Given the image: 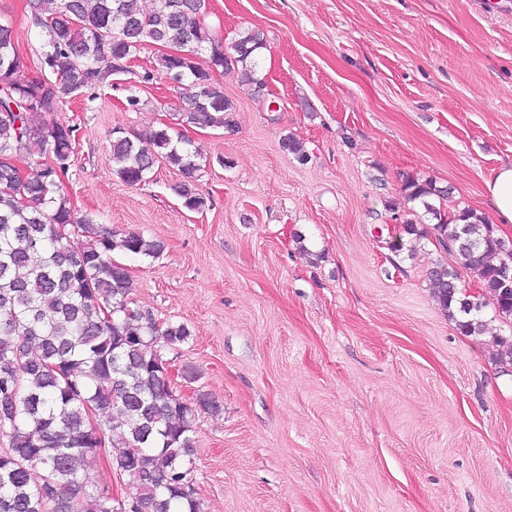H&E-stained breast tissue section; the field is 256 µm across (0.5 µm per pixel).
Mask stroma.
I'll list each match as a JSON object with an SVG mask.
<instances>
[{"instance_id":"35a3bbf8","label":"stroma","mask_w":512,"mask_h":512,"mask_svg":"<svg viewBox=\"0 0 512 512\" xmlns=\"http://www.w3.org/2000/svg\"><path fill=\"white\" fill-rule=\"evenodd\" d=\"M501 2L209 0L225 45L251 30L268 43L262 90L215 77L230 126L187 131L200 212L172 167L136 187L112 170L113 135L175 123L182 104L160 78L126 103L156 45L90 108L64 107L78 139L63 192L78 213L164 242L129 260L131 298L188 325L166 353L175 387L223 406L193 435L204 512H512V367L494 342L512 322L488 307V334L462 335L427 286L453 256L430 238L392 248L412 218L408 176L495 217L485 181L512 163ZM287 134L307 160L282 148Z\"/></svg>"}]
</instances>
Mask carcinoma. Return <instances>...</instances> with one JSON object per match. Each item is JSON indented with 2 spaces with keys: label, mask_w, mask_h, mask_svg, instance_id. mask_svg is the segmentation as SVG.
Returning a JSON list of instances; mask_svg holds the SVG:
<instances>
[{
  "label": "carcinoma",
  "mask_w": 512,
  "mask_h": 512,
  "mask_svg": "<svg viewBox=\"0 0 512 512\" xmlns=\"http://www.w3.org/2000/svg\"><path fill=\"white\" fill-rule=\"evenodd\" d=\"M41 44L35 57L18 50L12 22L0 19V82L32 69L44 80L0 95V157L42 159L33 177L20 180L0 164V512H124L106 482L91 477L87 460L105 450L112 432L124 449L110 469L127 478L131 512H202L193 477V438L199 413L218 414L207 393L189 401L160 369L162 348L185 343L181 322L159 321L130 298L129 268L112 253L157 258L164 243L79 216L61 192L76 145L75 126L60 112L128 69L151 42L186 55H161L141 82L173 76L185 107L178 125L224 127L231 100L214 74L239 71L241 82L264 85L259 61L267 40L249 31L225 54L217 31L205 23L208 0H27ZM201 147L162 124L146 135L118 136L111 143L113 171L128 186L146 183L164 162L182 180L173 187L183 206L200 211L206 198L197 181ZM407 203L419 202L436 220L432 230L417 221L403 233L434 237L456 266L439 263L428 276L442 310L465 336L488 330L483 309L512 319V242L469 207L446 210L428 201L449 192L431 180H404ZM477 279L481 293L460 287V271Z\"/></svg>",
  "instance_id": "cac0c4a2"
}]
</instances>
